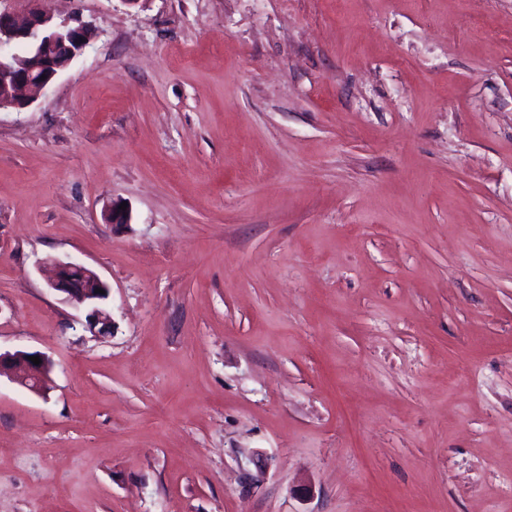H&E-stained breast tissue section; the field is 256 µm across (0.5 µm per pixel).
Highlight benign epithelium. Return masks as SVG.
I'll return each mask as SVG.
<instances>
[{
	"label": "benign epithelium",
	"instance_id": "7a95c632",
	"mask_svg": "<svg viewBox=\"0 0 512 512\" xmlns=\"http://www.w3.org/2000/svg\"><path fill=\"white\" fill-rule=\"evenodd\" d=\"M29 8L15 12L0 10V111L20 110L45 95L61 72L79 57L93 39L92 27L78 19L59 21L47 7L48 0H27ZM27 43L34 49L28 59L13 52V45ZM105 220L128 224L129 210L111 202ZM38 268H48V289L60 301L84 312V327L93 336L114 334L112 308L107 305L111 288L100 275L76 259L47 258ZM38 356L35 365L29 356ZM53 363L44 354L24 350L0 351V377L6 376L30 392L48 393Z\"/></svg>",
	"mask_w": 512,
	"mask_h": 512
}]
</instances>
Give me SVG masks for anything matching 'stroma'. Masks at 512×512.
Segmentation results:
<instances>
[{"mask_svg":"<svg viewBox=\"0 0 512 512\" xmlns=\"http://www.w3.org/2000/svg\"><path fill=\"white\" fill-rule=\"evenodd\" d=\"M50 6L96 36L0 112V349L53 361L0 512H512V0ZM38 268L50 269L47 286L61 302L83 310L87 332L98 337L114 334L112 308L106 303L110 298L111 288L96 271L79 260L60 258L41 260ZM96 289L105 291V294L96 292Z\"/></svg>","mask_w":512,"mask_h":512,"instance_id":"1","label":"stroma"}]
</instances>
